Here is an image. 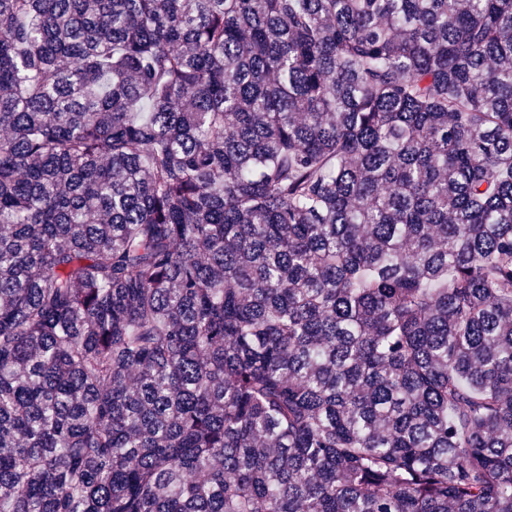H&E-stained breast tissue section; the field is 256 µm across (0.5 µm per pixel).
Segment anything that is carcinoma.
Wrapping results in <instances>:
<instances>
[{"label":"carcinoma","instance_id":"carcinoma-1","mask_svg":"<svg viewBox=\"0 0 512 512\" xmlns=\"http://www.w3.org/2000/svg\"><path fill=\"white\" fill-rule=\"evenodd\" d=\"M0 512H512V0H0Z\"/></svg>","mask_w":512,"mask_h":512}]
</instances>
